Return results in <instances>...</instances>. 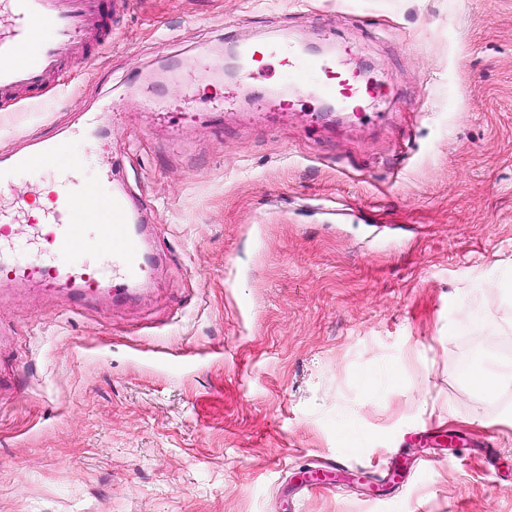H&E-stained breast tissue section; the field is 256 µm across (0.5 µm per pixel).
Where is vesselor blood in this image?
<instances>
[{"instance_id": "b4317fda", "label": "vessel or blood", "mask_w": 512, "mask_h": 512, "mask_svg": "<svg viewBox=\"0 0 512 512\" xmlns=\"http://www.w3.org/2000/svg\"><path fill=\"white\" fill-rule=\"evenodd\" d=\"M12 16L8 32H0V101L19 93L36 97L69 60L88 59L112 35L103 0H0ZM326 77L328 96L355 99L360 90L353 77L341 74L335 60L309 57L302 63H289L286 80L299 82L308 75ZM71 145L59 134L32 142L7 158L0 159V191L18 176L50 170L56 157L68 153ZM59 190L51 199L48 221L37 233L52 245L61 260L55 265L42 263L38 256L20 261L0 252V280L21 279L41 287L70 289L79 299L97 295L103 284H110L115 298H124L128 289L148 273L141 240L135 229L141 215L128 197L113 189L111 181L90 183L82 174L81 158L58 172ZM94 224L97 245L111 251L114 268L105 270L85 263L71 262L70 256L84 246L85 224Z\"/></svg>"}]
</instances>
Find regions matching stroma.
Instances as JSON below:
<instances>
[{
	"instance_id": "35a3bbf8",
	"label": "stroma",
	"mask_w": 512,
	"mask_h": 512,
	"mask_svg": "<svg viewBox=\"0 0 512 512\" xmlns=\"http://www.w3.org/2000/svg\"><path fill=\"white\" fill-rule=\"evenodd\" d=\"M108 20L96 60L0 102V156L69 134L86 179L143 205L153 273L119 306L0 286V512H512V385L463 374L512 351V0H111ZM243 42L246 82L224 70ZM279 42L380 94L356 113L318 77L284 85ZM50 182L0 192L17 243ZM456 313L460 323L483 331H493L499 325L496 319L488 313H477L464 304H458ZM470 387L486 399L496 398L500 392L501 386L505 383L503 377L489 374L484 371L475 373L467 379Z\"/></svg>"
}]
</instances>
